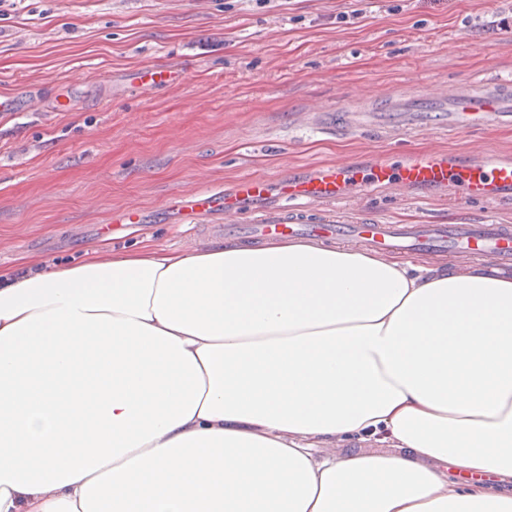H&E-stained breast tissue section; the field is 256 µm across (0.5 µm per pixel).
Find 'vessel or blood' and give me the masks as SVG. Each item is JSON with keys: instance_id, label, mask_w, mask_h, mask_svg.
Returning <instances> with one entry per match:
<instances>
[{"instance_id": "1", "label": "vessel or blood", "mask_w": 512, "mask_h": 512, "mask_svg": "<svg viewBox=\"0 0 512 512\" xmlns=\"http://www.w3.org/2000/svg\"><path fill=\"white\" fill-rule=\"evenodd\" d=\"M445 102L450 129L512 125L511 83L480 80L471 87H453ZM29 107V97L0 94V116L19 117ZM420 109L419 101L401 98L375 111L351 106L339 114L334 107L322 105L316 107L314 121L320 129L347 133L382 126L417 128L423 124ZM389 185L412 189L450 186L468 198L500 200L512 196V157L408 151L396 162L378 158L364 165L333 164L302 177L246 175L235 182L231 192L195 190L180 194L179 200L201 222L274 196L279 207L256 212L250 224L242 226V233L268 240L283 236L346 239L377 252L461 249L477 259L493 256L500 269L512 273V224H382L337 217L336 203Z\"/></svg>"}]
</instances>
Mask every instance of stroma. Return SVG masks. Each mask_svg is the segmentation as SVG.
I'll return each instance as SVG.
<instances>
[{
    "label": "stroma",
    "instance_id": "stroma-1",
    "mask_svg": "<svg viewBox=\"0 0 512 512\" xmlns=\"http://www.w3.org/2000/svg\"><path fill=\"white\" fill-rule=\"evenodd\" d=\"M349 13L346 23L337 22ZM172 64L180 83L129 79ZM512 79V0H0V94L32 92L0 119V267L75 263L101 241L194 250L202 228L172 203L240 177L306 174L406 151L512 154V126L330 135L308 112L390 93L433 98ZM145 221L106 232L112 210ZM386 224H512V198L399 187L339 203Z\"/></svg>",
    "mask_w": 512,
    "mask_h": 512
}]
</instances>
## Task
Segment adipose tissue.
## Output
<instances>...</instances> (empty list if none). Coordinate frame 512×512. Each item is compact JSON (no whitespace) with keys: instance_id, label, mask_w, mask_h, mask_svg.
Masks as SVG:
<instances>
[{"instance_id":"ef3b65f1","label":"adipose tissue","mask_w":512,"mask_h":512,"mask_svg":"<svg viewBox=\"0 0 512 512\" xmlns=\"http://www.w3.org/2000/svg\"><path fill=\"white\" fill-rule=\"evenodd\" d=\"M488 474L512 279L288 239L0 268V512H512Z\"/></svg>"}]
</instances>
